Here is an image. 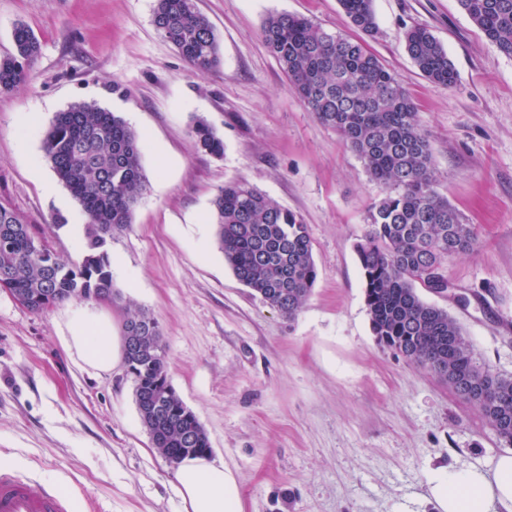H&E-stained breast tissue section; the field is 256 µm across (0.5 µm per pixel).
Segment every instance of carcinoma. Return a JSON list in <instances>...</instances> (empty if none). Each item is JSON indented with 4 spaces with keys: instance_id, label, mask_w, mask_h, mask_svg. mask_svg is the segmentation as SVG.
Segmentation results:
<instances>
[{
    "instance_id": "obj_1",
    "label": "carcinoma",
    "mask_w": 512,
    "mask_h": 512,
    "mask_svg": "<svg viewBox=\"0 0 512 512\" xmlns=\"http://www.w3.org/2000/svg\"><path fill=\"white\" fill-rule=\"evenodd\" d=\"M352 26L377 32L373 0H339ZM460 7L503 54L512 56V0H459ZM153 24L193 70L209 73L221 62L214 27L196 0H156ZM265 46L294 94L363 163L385 195L369 211L355 251L365 281L371 328L389 350L436 374L476 406L499 438L512 444V377L476 366L469 341L448 311L422 300L417 289L448 292L444 266L475 250V228L436 189L429 142L416 105L364 42L330 32L311 20L271 13L263 21ZM407 53L434 83L451 86L456 72L448 53L425 28L405 32ZM15 54L0 59V92L29 80L40 43L25 25L13 30ZM191 134L201 150L220 156L224 142L206 120ZM42 149L59 181L86 216L81 258L64 261L35 247L28 221L0 205V289L33 312L70 301L110 305L120 298L110 269L112 237L131 224L146 188L139 137L120 116L96 102L77 101L57 113ZM219 248L235 277L289 319L302 310L317 279L307 225L245 183L221 187L212 201ZM148 340L131 352V327ZM124 353L138 410L157 403L178 410L141 423L153 448L171 466L211 451L196 414L166 391L168 359L158 321L126 310Z\"/></svg>"
}]
</instances>
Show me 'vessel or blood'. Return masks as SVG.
<instances>
[{
  "mask_svg": "<svg viewBox=\"0 0 512 512\" xmlns=\"http://www.w3.org/2000/svg\"><path fill=\"white\" fill-rule=\"evenodd\" d=\"M0 512H72V502L58 485L1 467Z\"/></svg>",
  "mask_w": 512,
  "mask_h": 512,
  "instance_id": "1",
  "label": "vessel or blood"
}]
</instances>
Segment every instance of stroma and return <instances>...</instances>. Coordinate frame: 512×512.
<instances>
[{
	"mask_svg": "<svg viewBox=\"0 0 512 512\" xmlns=\"http://www.w3.org/2000/svg\"><path fill=\"white\" fill-rule=\"evenodd\" d=\"M155 0H0V57L26 23L41 50L29 81L0 93V204L50 250L78 256L86 217L44 157L57 112L94 101L141 135L146 190L113 237L121 305L70 302L35 313L0 290V466L60 484L74 512H184L176 469L151 445L122 363L108 371L69 349L80 316L124 307L161 325L169 379L204 426L243 512H438L429 477L481 464L506 445L481 412L428 370L379 344L354 246L382 197L357 156L288 86L261 37L267 14L303 16L360 38L339 0H197L221 64L200 74L157 32ZM367 45L417 105L437 190L475 225L480 246L454 257V296L421 291L460 324L477 366L512 377V57L458 0H374ZM427 27L457 71L427 80L404 32ZM206 119L224 154L191 133ZM267 194L306 224L318 276L295 319L242 285L211 222L227 183ZM66 224L55 228L57 217ZM472 298L460 304L456 293Z\"/></svg>",
	"mask_w": 512,
	"mask_h": 512,
	"instance_id": "1",
	"label": "stroma"
}]
</instances>
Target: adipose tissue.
I'll list each match as a JSON object with an SVG mask.
<instances>
[{"label":"adipose tissue","instance_id":"ef3b65f1","mask_svg":"<svg viewBox=\"0 0 512 512\" xmlns=\"http://www.w3.org/2000/svg\"><path fill=\"white\" fill-rule=\"evenodd\" d=\"M67 342L90 366L107 370L119 357L122 339L98 317L74 321ZM185 512H242L235 476L224 464L187 459L176 471ZM431 493L439 512H512V450L480 467H451L436 472Z\"/></svg>","mask_w":512,"mask_h":512}]
</instances>
